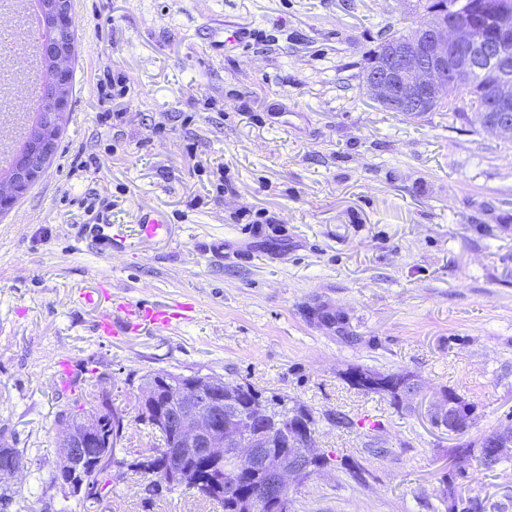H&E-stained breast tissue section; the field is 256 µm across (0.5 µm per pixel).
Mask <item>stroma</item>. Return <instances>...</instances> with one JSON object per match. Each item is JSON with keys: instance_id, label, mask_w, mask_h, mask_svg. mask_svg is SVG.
Masks as SVG:
<instances>
[{"instance_id": "stroma-1", "label": "stroma", "mask_w": 512, "mask_h": 512, "mask_svg": "<svg viewBox=\"0 0 512 512\" xmlns=\"http://www.w3.org/2000/svg\"><path fill=\"white\" fill-rule=\"evenodd\" d=\"M418 0H70V110L47 172L0 215V443L60 453L57 413L109 394L128 448L145 375H219L293 397L335 467L293 488L292 512H444L449 448L512 427V140L451 112L405 116L364 95L362 68ZM246 37L222 49L226 32ZM36 59L0 60V148L28 124ZM146 207L167 240L136 234ZM122 228L120 251L88 227ZM223 238L224 255L210 251ZM189 301L192 323L105 339L82 294ZM343 313L348 334L320 323ZM72 372L59 380L55 363ZM359 364L410 371L426 395L477 406L466 435L349 387ZM341 412L351 427L329 420ZM376 429L362 427V419ZM122 466L72 512H221L188 493L145 500ZM512 512V462L463 484Z\"/></svg>"}]
</instances>
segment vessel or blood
I'll use <instances>...</instances> for the list:
<instances>
[{"label":"vessel or blood","instance_id":"obj_1","mask_svg":"<svg viewBox=\"0 0 512 512\" xmlns=\"http://www.w3.org/2000/svg\"><path fill=\"white\" fill-rule=\"evenodd\" d=\"M142 236L149 240H163L169 236V226L153 211L140 210L136 216ZM86 303L98 305L96 331L107 338L134 336L147 331L162 332L192 321V304L169 301L145 303L99 289L84 294Z\"/></svg>","mask_w":512,"mask_h":512}]
</instances>
